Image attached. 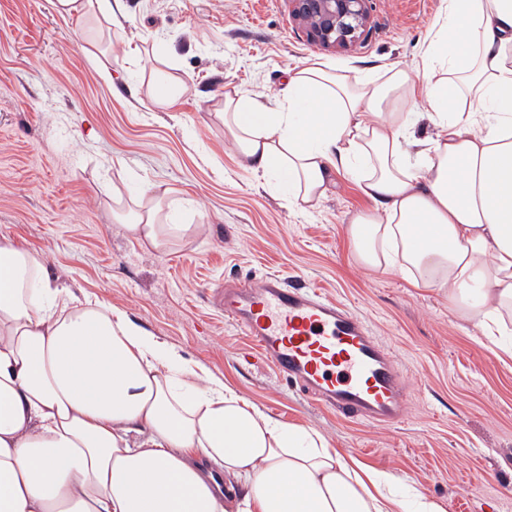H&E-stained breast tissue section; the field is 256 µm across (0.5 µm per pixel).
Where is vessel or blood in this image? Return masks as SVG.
<instances>
[{"label": "vessel or blood", "instance_id": "vessel-or-blood-1", "mask_svg": "<svg viewBox=\"0 0 512 512\" xmlns=\"http://www.w3.org/2000/svg\"><path fill=\"white\" fill-rule=\"evenodd\" d=\"M225 318L275 371L336 414L391 426L408 408L407 377L364 319L314 288L267 275L216 288Z\"/></svg>", "mask_w": 512, "mask_h": 512}]
</instances>
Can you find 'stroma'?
Returning <instances> with one entry per match:
<instances>
[{
    "mask_svg": "<svg viewBox=\"0 0 512 512\" xmlns=\"http://www.w3.org/2000/svg\"><path fill=\"white\" fill-rule=\"evenodd\" d=\"M442 2L371 0L359 42L320 53L286 0H121L100 34L55 0H0V239L176 346L196 372L445 512H512V358L447 289L356 260L349 220L373 207L356 181L332 173L315 207L287 205L242 167L220 115L228 92L283 101L288 68L316 54L352 72L416 75ZM161 67L183 84L165 106L150 100ZM142 183L165 189L164 211L188 227L161 252L120 221ZM268 273L349 307L393 349L408 380L403 423L341 418L253 364L211 291Z\"/></svg>",
    "mask_w": 512,
    "mask_h": 512,
    "instance_id": "stroma-1",
    "label": "stroma"
}]
</instances>
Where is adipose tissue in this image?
I'll return each mask as SVG.
<instances>
[{"label": "adipose tissue", "mask_w": 512, "mask_h": 512, "mask_svg": "<svg viewBox=\"0 0 512 512\" xmlns=\"http://www.w3.org/2000/svg\"><path fill=\"white\" fill-rule=\"evenodd\" d=\"M435 130L407 145L413 106ZM241 163L288 203L332 172L374 210L351 217L358 260L411 268L464 304L487 335L512 314V0H447L417 76L356 73L313 56L270 107L224 97ZM127 232L152 250L178 230L155 186ZM209 461L240 483L225 500ZM0 512H443L387 473L359 470L110 305L64 295L36 256L0 240Z\"/></svg>", "instance_id": "adipose-tissue-1"}]
</instances>
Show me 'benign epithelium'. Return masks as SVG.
Wrapping results in <instances>:
<instances>
[{
    "label": "benign epithelium",
    "instance_id": "1",
    "mask_svg": "<svg viewBox=\"0 0 512 512\" xmlns=\"http://www.w3.org/2000/svg\"><path fill=\"white\" fill-rule=\"evenodd\" d=\"M289 14L310 45L324 50L355 45L367 28L371 0H287Z\"/></svg>",
    "mask_w": 512,
    "mask_h": 512
}]
</instances>
